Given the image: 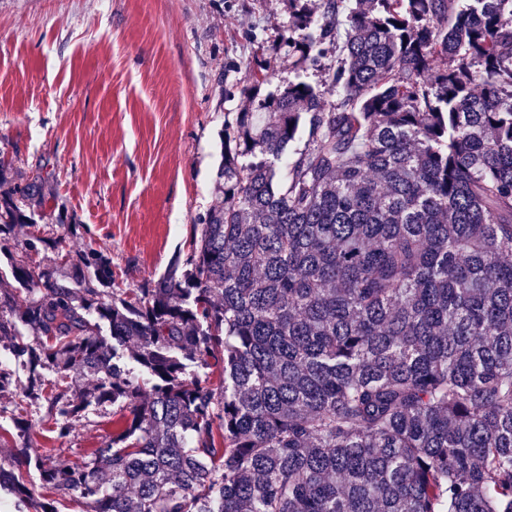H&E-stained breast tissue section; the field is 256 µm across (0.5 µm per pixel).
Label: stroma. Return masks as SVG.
I'll list each match as a JSON object with an SVG mask.
<instances>
[{"instance_id":"1","label":"stroma","mask_w":512,"mask_h":512,"mask_svg":"<svg viewBox=\"0 0 512 512\" xmlns=\"http://www.w3.org/2000/svg\"><path fill=\"white\" fill-rule=\"evenodd\" d=\"M291 15L288 0H0V154L48 185L15 243L101 251L127 293L186 258L195 220L216 202L224 122L255 107L253 73L274 91L322 83L336 66L332 49L319 69L298 68ZM18 417L66 464L113 429L111 411H92L59 439L45 409L12 388L0 392V460L14 453Z\"/></svg>"}]
</instances>
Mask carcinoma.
<instances>
[{"label": "carcinoma", "instance_id": "1", "mask_svg": "<svg viewBox=\"0 0 512 512\" xmlns=\"http://www.w3.org/2000/svg\"><path fill=\"white\" fill-rule=\"evenodd\" d=\"M291 2L297 65L341 14L342 58L324 86L254 74L184 263L127 300L95 249L12 256L26 397L59 438L121 414L75 465L20 422L17 497L32 467L87 512H512V0ZM45 184L0 192V248Z\"/></svg>", "mask_w": 512, "mask_h": 512}]
</instances>
